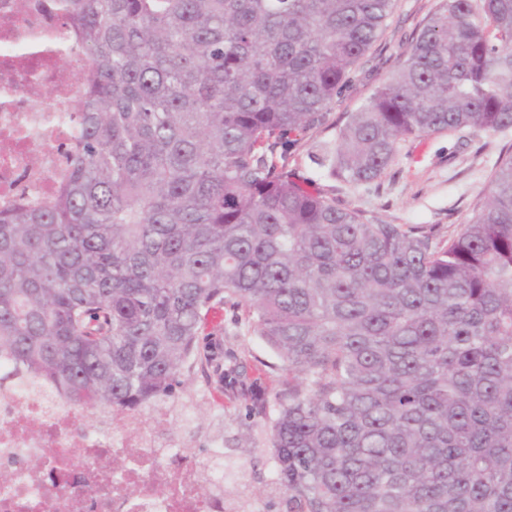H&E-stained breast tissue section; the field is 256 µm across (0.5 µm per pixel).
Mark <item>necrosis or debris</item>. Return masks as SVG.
<instances>
[{
  "label": "necrosis or debris",
  "instance_id": "4bbe7bcc",
  "mask_svg": "<svg viewBox=\"0 0 512 512\" xmlns=\"http://www.w3.org/2000/svg\"><path fill=\"white\" fill-rule=\"evenodd\" d=\"M48 0H0V210L55 196L78 134L71 88L83 55ZM69 47L56 64L51 45ZM56 388L0 387V512H223L224 465L212 449L196 462L157 420L126 416L77 429Z\"/></svg>",
  "mask_w": 512,
  "mask_h": 512
}]
</instances>
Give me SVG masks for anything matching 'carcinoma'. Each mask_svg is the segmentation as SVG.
Wrapping results in <instances>:
<instances>
[{
  "instance_id": "cac0c4a2",
  "label": "carcinoma",
  "mask_w": 512,
  "mask_h": 512,
  "mask_svg": "<svg viewBox=\"0 0 512 512\" xmlns=\"http://www.w3.org/2000/svg\"><path fill=\"white\" fill-rule=\"evenodd\" d=\"M393 0H56L86 81L65 184L0 211L13 378L135 416L196 367L250 389L288 512H512V153L441 245L299 179ZM512 128V0H441L339 128L331 174L378 179L400 141ZM275 350L269 402L201 344L225 306Z\"/></svg>"
}]
</instances>
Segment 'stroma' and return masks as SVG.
<instances>
[{
    "instance_id": "stroma-1",
    "label": "stroma",
    "mask_w": 512,
    "mask_h": 512,
    "mask_svg": "<svg viewBox=\"0 0 512 512\" xmlns=\"http://www.w3.org/2000/svg\"><path fill=\"white\" fill-rule=\"evenodd\" d=\"M440 0H394L381 38L361 60L329 108V126L310 132L290 162L298 175L343 208L361 211L367 222L421 224L447 241L476 212L488 192L491 177L508 148L512 130L497 133L460 130L401 141L385 171L361 185L330 176L314 158L334 144L340 124L362 106L375 88L394 71L427 16ZM224 353L246 360L268 396L285 388L288 374L279 370L276 352L247 326L224 315ZM179 403L159 404L160 418L179 446L203 459L209 448L224 454L225 512H285L286 497L269 445L267 427L245 417L246 393L218 397L201 375L189 372L178 393Z\"/></svg>"
}]
</instances>
